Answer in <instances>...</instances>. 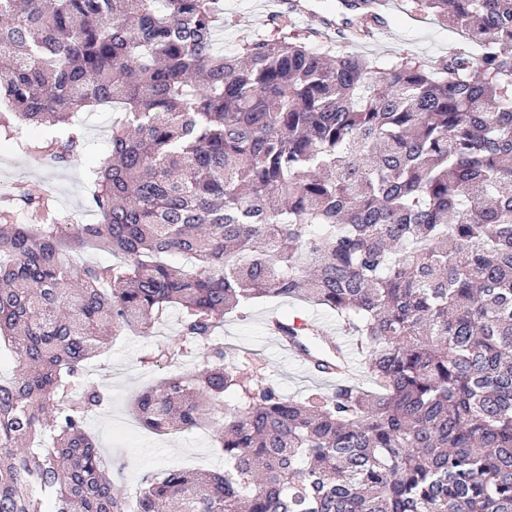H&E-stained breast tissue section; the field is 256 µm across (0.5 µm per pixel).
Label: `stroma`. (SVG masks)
<instances>
[{
    "instance_id": "stroma-1",
    "label": "stroma",
    "mask_w": 512,
    "mask_h": 512,
    "mask_svg": "<svg viewBox=\"0 0 512 512\" xmlns=\"http://www.w3.org/2000/svg\"><path fill=\"white\" fill-rule=\"evenodd\" d=\"M389 24L370 43L350 45L353 53L376 56L381 63L403 52L436 60L452 49H469L470 44L445 22L417 11L413 0H389ZM286 27L297 40L315 42L314 26L291 15L270 16L265 0H224V49L239 50L243 38L275 37ZM115 114L109 110L82 112L77 122L85 136L82 155L71 164L47 167L22 154L10 140H0V197L13 194L17 184L29 191L51 194L61 213L92 215L91 189L85 180L89 167L99 165L108 154V138ZM273 316L317 318L326 328L336 319L330 313L285 299L253 304L245 314L226 315L213 336L223 346L227 360L238 363L249 375L273 380L281 393L301 399L331 388L327 380L313 376L291 357L284 356L266 329ZM177 314L150 328H131L114 336L107 348L88 361L87 379L105 394L101 410L86 421V430L107 461L123 464L119 484L121 496L138 494L143 477L169 468L217 470L224 458L216 446L215 427L162 435L135 422L132 405L146 389L165 378L190 374L204 363L203 346L191 347L189 356L170 359L169 354L185 346ZM151 363H144V356Z\"/></svg>"
}]
</instances>
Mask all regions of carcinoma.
I'll list each match as a JSON object with an SVG mask.
<instances>
[{"label":"carcinoma","mask_w":512,"mask_h":512,"mask_svg":"<svg viewBox=\"0 0 512 512\" xmlns=\"http://www.w3.org/2000/svg\"><path fill=\"white\" fill-rule=\"evenodd\" d=\"M414 4L482 51L382 68L282 28L228 55L224 0H0L1 134L50 120L21 149L67 165L77 113H120L95 223L26 189L0 206V512H128L83 362L172 309L207 361L134 415L220 416L224 472L148 476L135 512H512V0ZM88 243L119 262H74ZM270 298L334 313L374 387L300 402L224 362V314Z\"/></svg>","instance_id":"carcinoma-1"}]
</instances>
